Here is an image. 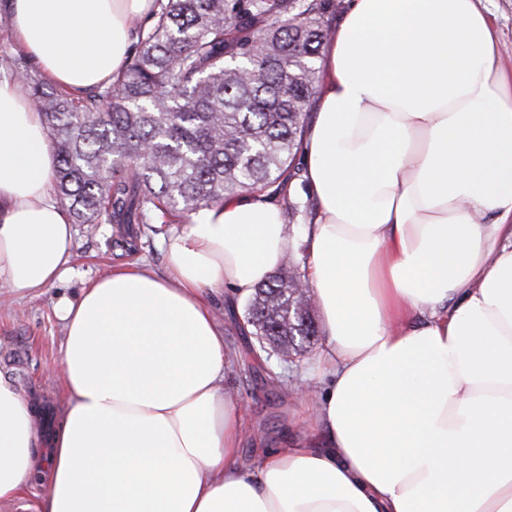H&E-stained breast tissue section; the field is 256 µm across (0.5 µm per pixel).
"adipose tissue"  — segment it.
<instances>
[{"label": "adipose tissue", "instance_id": "1", "mask_svg": "<svg viewBox=\"0 0 512 512\" xmlns=\"http://www.w3.org/2000/svg\"><path fill=\"white\" fill-rule=\"evenodd\" d=\"M155 0H8L16 43L79 95L122 72ZM304 141L300 242L325 340L310 435L239 462L212 296L249 299L290 251L264 196L192 212L166 271L60 299L52 433L0 377V501L39 512H512V70L477 0H346ZM45 120L0 78V286L73 275Z\"/></svg>", "mask_w": 512, "mask_h": 512}]
</instances>
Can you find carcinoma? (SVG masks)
<instances>
[{"instance_id": "carcinoma-1", "label": "carcinoma", "mask_w": 512, "mask_h": 512, "mask_svg": "<svg viewBox=\"0 0 512 512\" xmlns=\"http://www.w3.org/2000/svg\"><path fill=\"white\" fill-rule=\"evenodd\" d=\"M133 22L125 72L80 97L22 59L4 74L43 114L55 194L75 224H172L242 192H279L298 176L318 67L336 0H156ZM293 260L256 288L247 321L261 350L306 349L318 328L288 315Z\"/></svg>"}]
</instances>
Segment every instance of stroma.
<instances>
[{
    "label": "stroma",
    "mask_w": 512,
    "mask_h": 512,
    "mask_svg": "<svg viewBox=\"0 0 512 512\" xmlns=\"http://www.w3.org/2000/svg\"><path fill=\"white\" fill-rule=\"evenodd\" d=\"M495 27L499 62L512 67V0H479ZM72 265L75 277L66 279L35 295L20 297L0 288V376L14 382L25 396H38L49 421H57L64 405L59 379L64 326L56 314L61 297L76 298L81 277H98L131 264L146 265L157 272L166 267L161 249L163 237L172 225L157 228L140 226L138 249L122 253L109 247L111 228L101 224H78ZM213 311L224 332V344L234 354L227 385L237 398L246 430L240 460L250 464L257 448L277 447L285 433L301 434L308 425L303 421L300 391L310 382L316 369L319 344H311L294 360L285 362L277 355H265L258 369H249L240 359L243 350L255 345L254 336L241 335L235 316L227 308L223 295H215Z\"/></svg>",
    "instance_id": "1"
}]
</instances>
